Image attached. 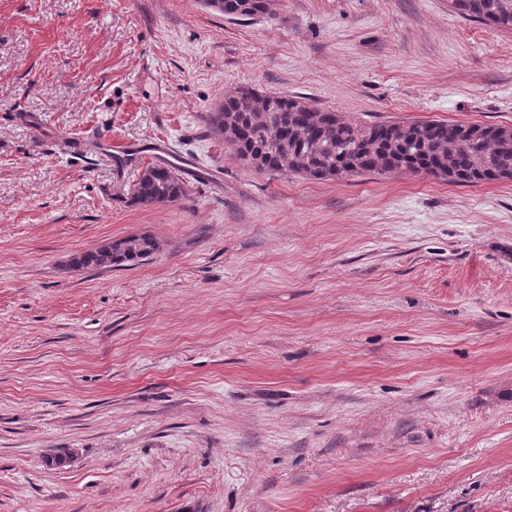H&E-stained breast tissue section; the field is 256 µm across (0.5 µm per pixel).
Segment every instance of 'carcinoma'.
Listing matches in <instances>:
<instances>
[{"label": "carcinoma", "instance_id": "cac0c4a2", "mask_svg": "<svg viewBox=\"0 0 512 512\" xmlns=\"http://www.w3.org/2000/svg\"><path fill=\"white\" fill-rule=\"evenodd\" d=\"M468 20L512 32V0H450ZM217 12L252 19L265 0H223ZM210 128L224 137L242 165L259 174H293L328 181L367 173H425L464 186L512 180V126L444 121L346 120L305 98L243 87L210 113ZM183 182L168 163L145 167L132 205L180 199ZM122 249L101 247L72 259L71 267L138 262L158 250L149 236L125 237Z\"/></svg>", "mask_w": 512, "mask_h": 512}]
</instances>
